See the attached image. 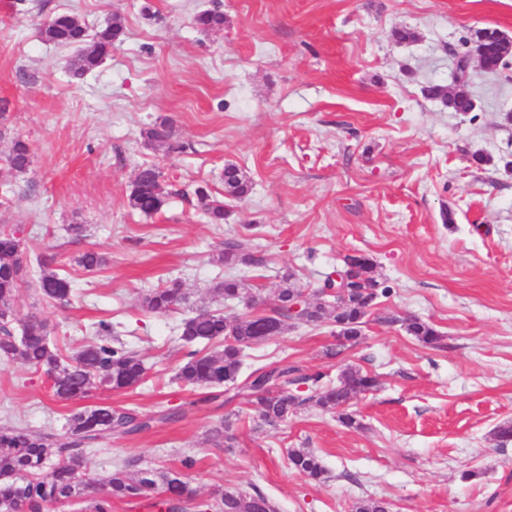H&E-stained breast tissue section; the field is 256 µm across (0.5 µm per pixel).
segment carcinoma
<instances>
[{
	"label": "carcinoma",
	"mask_w": 512,
	"mask_h": 512,
	"mask_svg": "<svg viewBox=\"0 0 512 512\" xmlns=\"http://www.w3.org/2000/svg\"><path fill=\"white\" fill-rule=\"evenodd\" d=\"M203 30L224 26V13L205 10L195 16ZM45 41L73 47L75 55L69 69L82 77L97 69L123 34L120 21L114 18L91 35L72 14L60 13L42 24ZM426 96L439 99L455 112H464L468 100L462 91L448 92L443 86H429ZM11 136V149L0 165V186L8 190L13 179L27 172L33 162L30 143L20 134H10L0 128V138ZM145 141L162 147L168 153L180 152L183 144L175 139L172 126L162 121L144 132ZM224 192L241 197L248 185L234 165L224 167ZM194 195L214 224L224 223V201L211 195L208 188L198 185ZM168 192L162 173L155 165L138 169L131 185L129 202L132 208L151 216L167 204ZM224 265L244 264L254 268L266 265V258L253 249L250 239L228 238L218 254ZM85 269L104 265L102 254L88 250L77 260ZM346 279L345 295L329 304L317 296L306 301L302 318L291 313V304L301 292L291 277L283 280L269 310L248 313L232 322L218 310L200 308L181 323V340L193 345L202 340L220 339L223 348L207 353L192 350L176 377L187 385L218 388L235 382L242 365L244 349L250 345L281 335L297 323L317 324L326 319L338 328L336 344L326 351L337 357L355 346L361 336L364 318L375 301L388 293L371 277L367 259L347 257L338 269ZM24 288H33L46 301L60 307L71 302L69 274L51 268L45 256L36 258V265L24 261L22 242L12 230L0 229V357L44 373L50 396L71 402L88 394L95 386L115 390L137 386L145 377L146 368L140 354L113 335L112 323L100 320L86 328L90 340L72 355L50 338L46 322L30 313L19 320L21 336L13 334L15 301ZM213 292L225 300H237L253 306L256 296L236 279H225L213 286ZM188 299L187 289L180 279L158 286L142 299L149 312L167 313ZM406 330L425 345L437 344L441 335L428 324L416 319L406 320ZM321 372H307L296 364L275 362L254 370L225 402L244 395L269 424L288 420L301 407L313 404L323 410L343 407L351 396L364 388L374 387L377 379L359 368L347 367L340 372L336 385L323 383ZM299 383L307 385L304 396L295 397L288 388ZM157 418L133 409L99 405L73 412L68 418L67 431L62 434L35 432L22 425L0 426V512H52L57 506L75 502L81 512H112V500L147 499L149 507L161 512H276L271 500L261 494L247 495L237 491H220L207 499L196 498L191 488L189 472L196 460L187 456L177 470L152 471L139 469L126 461L101 479L86 470L84 449L92 448L103 436L124 437L149 430ZM232 422L222 420L210 431V439L218 445L230 442ZM290 465L312 479H319L323 467L311 451L293 450L288 453Z\"/></svg>",
	"instance_id": "1"
}]
</instances>
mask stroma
<instances>
[{"mask_svg": "<svg viewBox=\"0 0 512 512\" xmlns=\"http://www.w3.org/2000/svg\"><path fill=\"white\" fill-rule=\"evenodd\" d=\"M214 8L223 28L200 29L195 15ZM63 12L91 30L115 17L123 27L80 79L69 71L72 50L40 37ZM484 28L512 37V0H0L5 124L33 150L0 205V227L16 231L27 260L50 256L74 281L69 307L25 289L16 314L41 315L70 353L89 324L106 320L140 353L141 385L91 389L83 406L179 413L87 449L92 473L125 461L173 470L189 455L199 496L258 491L278 512H352L367 499L389 512H512V442L493 436L512 423V64L487 73L470 63L472 112L424 93L451 85ZM401 29L414 40H398ZM163 119L183 152L146 144L144 129ZM145 164L159 167L171 193L153 216L128 203ZM229 164L246 176L244 197L224 193ZM203 183L223 199V223L198 207L192 191ZM70 224L87 225V237L73 240ZM238 235L267 255L266 267L215 263ZM88 249L108 264L79 267ZM356 254L388 290L358 344L327 357L335 324H299L246 348L240 370L283 360L332 381L350 365L368 371L378 385L351 399L354 425L314 405L269 425L243 398L212 402L209 388L175 381L192 308L230 320L247 312L215 297L216 282L236 277L270 301L288 275L310 295ZM176 278L190 306L143 308L148 290ZM410 316L440 342L409 334ZM47 387L43 373L0 362V425L64 432L74 406ZM225 417L228 448L206 440ZM294 448L319 457L321 479L291 468Z\"/></svg>", "mask_w": 512, "mask_h": 512, "instance_id": "1", "label": "stroma"}]
</instances>
